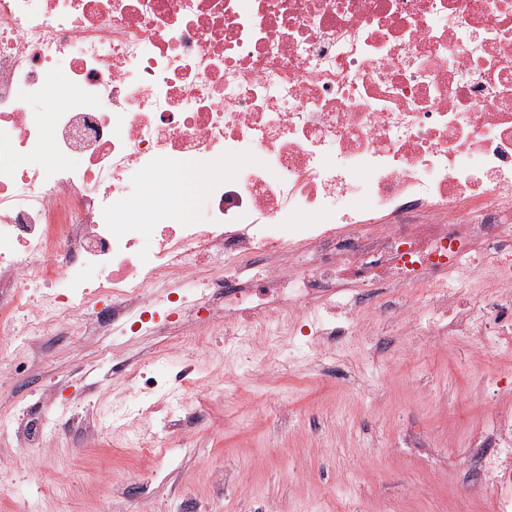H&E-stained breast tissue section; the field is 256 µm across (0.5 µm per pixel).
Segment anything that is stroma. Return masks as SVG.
<instances>
[{
	"instance_id": "1",
	"label": "stroma",
	"mask_w": 512,
	"mask_h": 512,
	"mask_svg": "<svg viewBox=\"0 0 512 512\" xmlns=\"http://www.w3.org/2000/svg\"><path fill=\"white\" fill-rule=\"evenodd\" d=\"M24 337L0 357L22 375L0 386V512H456L467 495L469 512H487L488 496L462 492L465 479L448 460L484 420L466 395L473 371L457 364L463 339L429 346L420 330L376 326L366 338L308 344L305 337L263 333L233 339L220 361L195 373L208 389L190 391L203 405L200 422L179 440L158 433L152 454L130 447L127 417L110 430L80 438L68 432L69 404L108 408L124 390L122 374L100 359L103 336L61 339L41 362L29 364ZM168 355L135 338L122 353L147 375L166 377L188 353L168 337ZM416 350L404 362L406 346ZM352 364L374 385L381 409L366 406L320 363ZM35 405L42 435L20 443L15 407ZM426 439L402 448L401 439ZM362 455L361 472H346Z\"/></svg>"
}]
</instances>
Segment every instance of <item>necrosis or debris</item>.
Listing matches in <instances>:
<instances>
[{
    "mask_svg": "<svg viewBox=\"0 0 512 512\" xmlns=\"http://www.w3.org/2000/svg\"><path fill=\"white\" fill-rule=\"evenodd\" d=\"M3 132L1 336L40 358L51 328L175 314L194 357L219 324L362 336L388 294L393 324L496 365L451 465L512 512V0H0Z\"/></svg>",
    "mask_w": 512,
    "mask_h": 512,
    "instance_id": "1",
    "label": "necrosis or debris"
}]
</instances>
